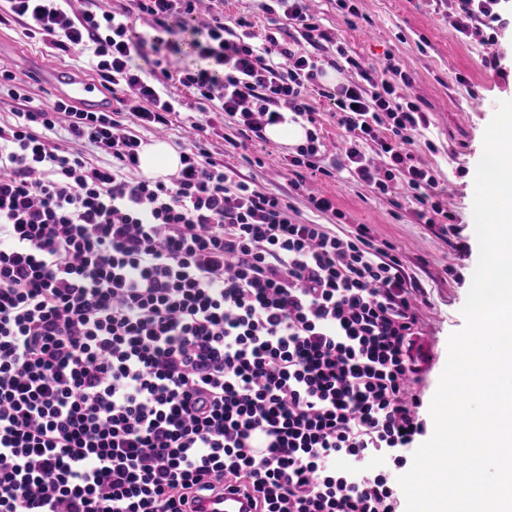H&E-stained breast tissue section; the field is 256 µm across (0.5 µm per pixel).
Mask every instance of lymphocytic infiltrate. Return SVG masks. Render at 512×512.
<instances>
[{
	"instance_id": "1",
	"label": "lymphocytic infiltrate",
	"mask_w": 512,
	"mask_h": 512,
	"mask_svg": "<svg viewBox=\"0 0 512 512\" xmlns=\"http://www.w3.org/2000/svg\"><path fill=\"white\" fill-rule=\"evenodd\" d=\"M259 2L296 38L225 24L224 0H7L120 98L43 107L23 79L0 83L15 105L0 124V512H187L224 490L254 512H397L392 471L423 432L405 386L424 287L367 225L302 221L202 135L207 113L230 114L242 149L268 125H312L326 98L349 143L338 172L379 196L405 183L446 237L455 216L414 154L430 119L391 56L363 69L339 49L358 77L326 89L329 35L309 0ZM502 2L435 0L460 41L490 46L512 24ZM174 79L196 98L197 136L175 173L139 175L145 132L180 113ZM323 146L311 128L287 157L294 193L325 173Z\"/></svg>"
}]
</instances>
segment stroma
<instances>
[{"instance_id": "obj_1", "label": "stroma", "mask_w": 512, "mask_h": 512, "mask_svg": "<svg viewBox=\"0 0 512 512\" xmlns=\"http://www.w3.org/2000/svg\"><path fill=\"white\" fill-rule=\"evenodd\" d=\"M359 16L347 19L332 0H317L331 41L323 56L332 58L337 47L347 49L358 61L371 63L393 55L413 78L411 93L428 113L431 125L418 138L417 161L435 171L448 190L445 203L456 216L457 233L443 237L419 220L413 203L401 195L374 197L359 184L342 177H307L305 195L293 204L302 219H311L306 194L324 195L333 200L348 226L367 225L381 241L395 244L405 270L427 291L422 306V335L433 339V360L419 375L415 393L421 400L420 415L425 430H432L430 404L448 355V339L464 325L461 309L469 291L479 248L474 229L473 196L476 166L483 155V136L499 101L512 100V29H506L497 48L502 71L482 64L487 52L479 41L464 44L454 32L452 13L435 12L430 0H358ZM13 52L0 58V72L27 79L32 96L52 104L50 91L30 77L32 58L78 73L84 72L82 59L49 52L39 39L13 21L0 23ZM207 145L214 157L238 167L247 179L288 193L293 173L282 159L291 145L265 139L249 146L246 157L225 156L224 140L233 136V117L213 112L208 116Z\"/></svg>"}]
</instances>
